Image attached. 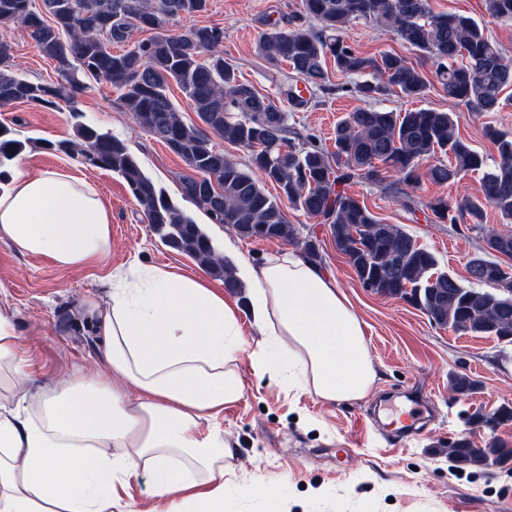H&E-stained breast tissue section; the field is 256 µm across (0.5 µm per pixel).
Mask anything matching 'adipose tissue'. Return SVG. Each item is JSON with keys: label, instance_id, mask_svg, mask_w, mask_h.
<instances>
[{"label": "adipose tissue", "instance_id": "obj_1", "mask_svg": "<svg viewBox=\"0 0 512 512\" xmlns=\"http://www.w3.org/2000/svg\"><path fill=\"white\" fill-rule=\"evenodd\" d=\"M0 239L62 270L89 266L111 246L110 213L84 179L17 166L0 191ZM251 287L264 339L258 373L291 377L330 402L376 383L362 322L335 280L288 250L235 263ZM108 303L90 311L110 374L73 376L38 407L0 403V512H112L118 490L148 476L167 512H224V462L234 451L221 416L244 393L235 309L205 282L135 263L115 270ZM11 321L0 315V383L27 377ZM140 388L130 405L120 384Z\"/></svg>", "mask_w": 512, "mask_h": 512}]
</instances>
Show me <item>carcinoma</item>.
<instances>
[{
  "mask_svg": "<svg viewBox=\"0 0 512 512\" xmlns=\"http://www.w3.org/2000/svg\"><path fill=\"white\" fill-rule=\"evenodd\" d=\"M486 15L512 21V0H484ZM207 10V0H0V24L19 23L44 57L57 63L63 82L35 83L16 73L0 41V104L30 103L44 108L69 104L73 138L46 140L44 148L75 156L90 167L111 171L126 182L161 240L190 256L224 287L239 283L224 255L196 223L142 169L127 142L80 121L76 107L80 77L102 79L122 91L136 123L179 156L183 199L203 209L243 239L295 244L312 262L322 260L320 240L300 236L284 205L328 226L336 250L345 255L362 287L400 299L436 325L472 336H512V234L484 225L491 206L512 221V137L492 124L486 135L497 156L479 153L456 131L448 112L418 109L395 112L371 105L353 110L334 130L335 151L288 123V112L238 78L224 60V28L195 25L178 36L154 33L166 18ZM318 22L310 29L307 21ZM362 20L395 33L435 65V77L448 97L479 115L501 112L512 98V60L471 17L436 13L430 0H301L285 26L269 23L259 35V55L270 65L293 72L283 94L292 111L331 95L328 64L356 79L359 96L378 102L391 92L422 99L430 89L427 73L397 53L367 55L344 38L345 28ZM136 32L150 36L132 41ZM121 50L114 51L112 46ZM176 83L195 106L198 122H186L169 97ZM248 152L241 164L215 148L211 136ZM36 141L0 125V179ZM434 162L421 167V162ZM481 174L478 198L454 203L427 202L413 191L427 180L437 185ZM364 180L397 196L408 211H425L432 224H467L483 234L485 256L472 258L479 269L462 283L438 269L436 255L417 244L398 224L378 219L344 187ZM277 188L272 195L266 186ZM451 390L468 394L475 382L465 373L449 375ZM448 458L459 467L512 460V444L496 437L482 448L466 437L448 443Z\"/></svg>",
  "mask_w": 512,
  "mask_h": 512,
  "instance_id": "obj_1",
  "label": "carcinoma"
}]
</instances>
